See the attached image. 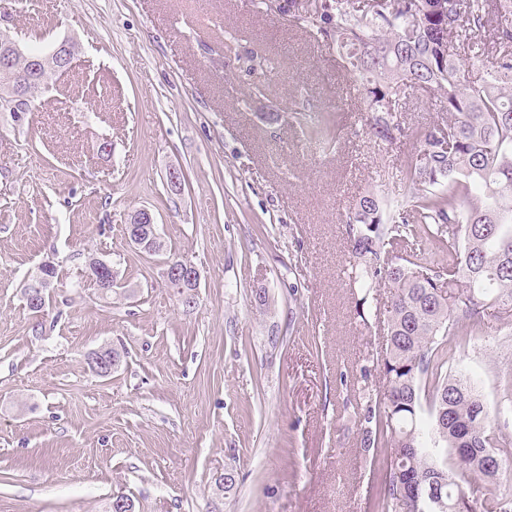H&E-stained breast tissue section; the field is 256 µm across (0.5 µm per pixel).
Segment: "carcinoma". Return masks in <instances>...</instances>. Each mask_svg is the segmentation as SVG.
Here are the masks:
<instances>
[{"mask_svg": "<svg viewBox=\"0 0 512 512\" xmlns=\"http://www.w3.org/2000/svg\"><path fill=\"white\" fill-rule=\"evenodd\" d=\"M288 21L336 46L362 80L369 133L391 143L405 134L396 112L407 92H433L448 120L411 130L416 158L405 167L408 197L369 192L343 224L352 242L349 281L364 316L374 288L394 290L382 363L383 396L358 405L364 445L383 449V496L373 512H416L414 492L436 486L464 512H512V495L466 496L476 476L512 473V453L488 423L487 406L463 371L446 372L447 337L482 329L491 304L512 307V0H288ZM485 31L488 41L471 35ZM492 56L472 80L464 59ZM265 84L266 59H246ZM324 111L310 134L334 138ZM448 263L421 262V248ZM455 284L453 300L443 287ZM428 403L431 421L421 417ZM492 454L494 470L485 466Z\"/></svg>", "mask_w": 512, "mask_h": 512, "instance_id": "cac0c4a2", "label": "carcinoma"}]
</instances>
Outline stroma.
Wrapping results in <instances>:
<instances>
[{"instance_id": "stroma-1", "label": "stroma", "mask_w": 512, "mask_h": 512, "mask_svg": "<svg viewBox=\"0 0 512 512\" xmlns=\"http://www.w3.org/2000/svg\"><path fill=\"white\" fill-rule=\"evenodd\" d=\"M0 28L31 52L78 48L22 121L0 112V512H106L121 494L135 512H372L382 473L356 401L384 391L391 294L357 317L343 218L407 192L412 141L371 139L335 46L261 0H5ZM230 37L268 59L265 95ZM302 107L335 110L338 141L311 139ZM141 210L198 267L195 305L127 241ZM47 260L39 316L24 286ZM483 322L449 340L448 368L512 439V310ZM105 346L122 362L100 377L88 355Z\"/></svg>"}]
</instances>
